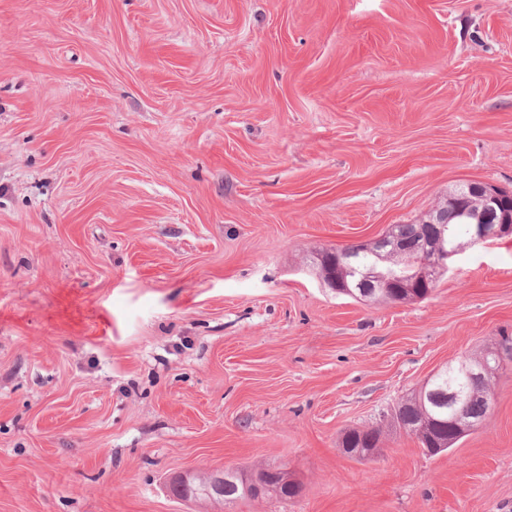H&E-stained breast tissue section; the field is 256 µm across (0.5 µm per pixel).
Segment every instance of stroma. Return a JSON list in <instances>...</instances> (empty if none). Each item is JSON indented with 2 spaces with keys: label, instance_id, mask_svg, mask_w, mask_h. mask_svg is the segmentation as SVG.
I'll return each mask as SVG.
<instances>
[{
  "label": "stroma",
  "instance_id": "obj_1",
  "mask_svg": "<svg viewBox=\"0 0 512 512\" xmlns=\"http://www.w3.org/2000/svg\"><path fill=\"white\" fill-rule=\"evenodd\" d=\"M463 180L512 191V0H0V512H512V366L446 452L390 423L512 334V236L405 303L316 267ZM381 432L379 427L353 431L344 438L343 447L347 450L348 448H359L357 451L351 452L354 456L365 454L361 448L375 450L378 447ZM285 472L287 471L281 468L264 469L251 477V484L245 486L246 491L248 492L249 487H251V491L257 493L259 496L265 494L267 491H272L280 497L288 496V499L284 500L286 502L292 500V498L297 496L299 488L296 486L297 491L292 492L290 485H294L295 483L290 484L289 482L288 484V479L284 480L283 476ZM235 474H236V472L227 470V475L228 476L232 475V477H230V478L235 480V483L238 487V491L236 492L235 485L232 482L228 483L229 489L231 492L230 494H232L231 496H227V493H224V481H228L227 478H224V474L220 473V474L210 475L209 486H210L211 490L213 491V493H210V496L212 499L217 498L220 502H222V503L224 502L225 506H226V505H230V504H235L237 502V499L234 497H241V499L255 498V496H245L244 495L241 481L239 478H237L235 476ZM232 496H234V497H232Z\"/></svg>",
  "mask_w": 512,
  "mask_h": 512
}]
</instances>
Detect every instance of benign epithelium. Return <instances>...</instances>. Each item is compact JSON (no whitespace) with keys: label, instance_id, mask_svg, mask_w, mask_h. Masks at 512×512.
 <instances>
[{"label":"benign epithelium","instance_id":"benign-epithelium-1","mask_svg":"<svg viewBox=\"0 0 512 512\" xmlns=\"http://www.w3.org/2000/svg\"><path fill=\"white\" fill-rule=\"evenodd\" d=\"M450 213L458 218L473 221L472 233L467 243L453 242L445 237ZM427 223L432 225L434 232L414 245V248L424 250L425 258L414 272L408 275L406 281L398 284L391 273L374 267H364L360 262L364 247L354 245L342 253H336V266L330 267L326 273L328 284L335 288L338 294L351 295L361 300L395 286L400 288L397 295L399 302L422 299L426 294L418 292V289L432 287L465 246L486 243L512 234V193L480 181L459 183L448 191L446 206L435 209L429 215ZM371 247L374 252L386 254L408 250L395 225L374 240ZM448 425L459 438L478 426L479 422L457 410L448 419ZM284 473L285 470L281 468L264 469L251 477L249 487L252 492L259 495L272 491L280 497H286L288 481L284 480ZM224 481L226 478L222 473L210 476L211 498H216L227 505L234 504L237 499L224 493Z\"/></svg>","mask_w":512,"mask_h":512}]
</instances>
